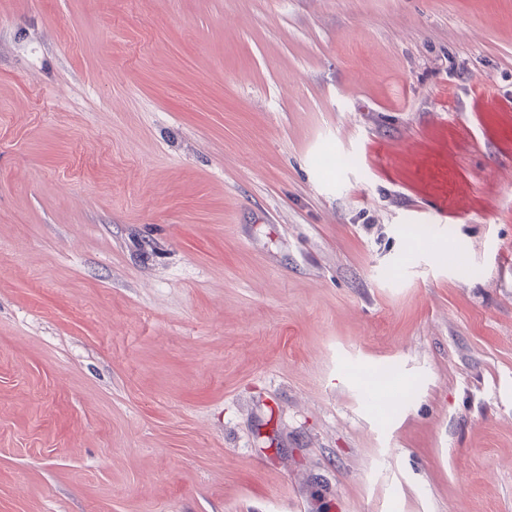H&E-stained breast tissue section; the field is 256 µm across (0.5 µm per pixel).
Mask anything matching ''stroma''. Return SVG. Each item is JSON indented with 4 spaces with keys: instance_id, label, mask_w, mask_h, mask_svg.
Here are the masks:
<instances>
[{
    "instance_id": "1",
    "label": "stroma",
    "mask_w": 512,
    "mask_h": 512,
    "mask_svg": "<svg viewBox=\"0 0 512 512\" xmlns=\"http://www.w3.org/2000/svg\"><path fill=\"white\" fill-rule=\"evenodd\" d=\"M0 512H512V0H0Z\"/></svg>"
}]
</instances>
